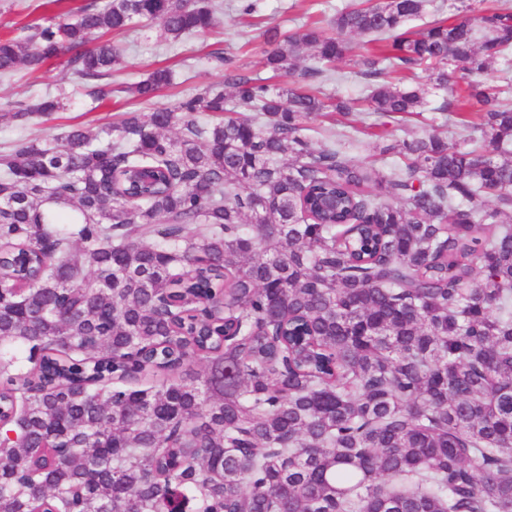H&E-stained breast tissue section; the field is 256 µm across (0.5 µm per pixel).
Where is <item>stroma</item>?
Returning a JSON list of instances; mask_svg holds the SVG:
<instances>
[{
	"mask_svg": "<svg viewBox=\"0 0 512 512\" xmlns=\"http://www.w3.org/2000/svg\"><path fill=\"white\" fill-rule=\"evenodd\" d=\"M244 0H213L217 25L207 33L191 34L177 42L166 41L159 23L138 21L126 30L113 33L112 41L123 52L122 66L108 78L113 93L105 103L93 102L85 93L82 80L68 72L62 60H54L36 73L19 68L0 76V154L9 150L19 138H39L55 142L73 125L100 128L120 120L127 112L150 113L173 106L194 96L199 90L224 88V69L214 61L213 52H223L233 63L268 79L273 86L303 84V73L316 66L311 50H304L293 74L270 76L263 64L262 47L267 37L297 29L313 19L329 23L351 0H251L254 11L242 17ZM58 6L47 0H0V38L16 36L21 27L45 24L58 13ZM346 57L338 62L330 79L323 81V92L343 99H356L364 94V81L356 62L363 52L364 38L348 40ZM158 68L170 69L173 83L151 101L143 102L123 93L125 85L140 81ZM57 97L63 109L51 116H36L25 123L11 119L17 104ZM447 125L448 137L462 139L463 126L449 125L441 113L428 111L407 116L403 125L383 121L365 113L344 117L333 113L307 121L306 133L314 145L329 140H342L347 153L359 163L377 159L388 133L395 129L419 134L436 125Z\"/></svg>",
	"mask_w": 512,
	"mask_h": 512,
	"instance_id": "obj_1",
	"label": "stroma"
}]
</instances>
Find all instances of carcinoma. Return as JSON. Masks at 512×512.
Returning <instances> with one entry per match:
<instances>
[{"label":"carcinoma","instance_id":"carcinoma-1","mask_svg":"<svg viewBox=\"0 0 512 512\" xmlns=\"http://www.w3.org/2000/svg\"><path fill=\"white\" fill-rule=\"evenodd\" d=\"M429 2H363L265 54L290 74L312 48L316 81L367 38L361 111L389 118L429 107L404 74L444 90L462 67L435 111L477 107L471 136L394 138L400 165L315 147L306 121L355 103L219 52L227 93L0 155V512H512V105L478 80L512 9L408 27ZM135 19L215 26L210 0H106L0 40V74L66 54L100 102L123 60L102 36Z\"/></svg>","mask_w":512,"mask_h":512}]
</instances>
